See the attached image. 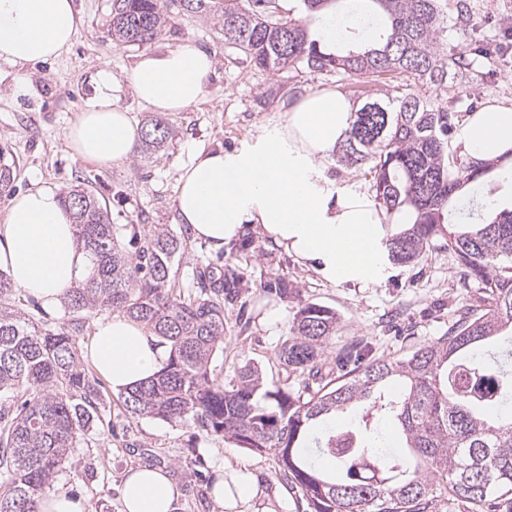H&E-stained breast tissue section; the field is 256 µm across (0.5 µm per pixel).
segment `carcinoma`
Wrapping results in <instances>:
<instances>
[{
    "label": "carcinoma",
    "mask_w": 512,
    "mask_h": 512,
    "mask_svg": "<svg viewBox=\"0 0 512 512\" xmlns=\"http://www.w3.org/2000/svg\"><path fill=\"white\" fill-rule=\"evenodd\" d=\"M176 0H112V41L141 45L164 26ZM359 14L381 19L376 46L331 50L289 17L280 0H224V44L269 72L333 73L362 83L397 73L431 86L470 68L448 41V0H357ZM455 113L408 84L366 96L337 147V162L369 166L379 203L413 222L383 241L390 262L415 263L429 249L453 254L464 278L481 284L478 302L454 310L448 335L392 360L362 363L349 348L336 377L323 381L322 357L338 327L336 311L300 305L277 357L303 391L268 386L239 368L216 382L224 352V290L202 278L183 288L170 278L180 239L166 230L112 224L91 191L64 198L92 274L69 291L71 317L57 329L35 324L16 305L0 273V512H36L79 437L93 422L99 391L79 361L75 337L86 313L112 310L137 321L167 348L161 372L123 393L132 417L183 422L222 434L277 461L307 512H499L512 497V417L491 411L512 402V368L499 359L512 330V210L487 221L451 222L448 202L498 160L450 151ZM157 118L143 130L147 151L164 146ZM137 245L126 250L122 234ZM497 382L491 398L478 382Z\"/></svg>",
    "instance_id": "1"
}]
</instances>
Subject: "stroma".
<instances>
[{
	"instance_id": "35a3bbf8",
	"label": "stroma",
	"mask_w": 512,
	"mask_h": 512,
	"mask_svg": "<svg viewBox=\"0 0 512 512\" xmlns=\"http://www.w3.org/2000/svg\"><path fill=\"white\" fill-rule=\"evenodd\" d=\"M465 2L472 37L450 47L472 60V68L449 85L421 89L460 117L496 101H512V41L504 37L512 27V0ZM75 6L83 27L60 59L25 68L0 62V165L13 169L10 186L0 191V220L10 198L30 187H50L63 196L79 187L91 189L106 202L112 223L161 224L180 239L173 281L184 285L199 275L219 284L241 279L239 292L224 299V354L215 362L220 383L249 364L261 370L267 384L298 389V380L288 378L277 352L291 334L298 306L305 303L333 308L340 316L324 356V369L332 373L337 356L352 346L372 359H396L436 341L447 334L454 309L480 297L476 282L462 279L444 250H427L414 264L388 265L380 283L362 288L325 280L252 226L219 250L194 239L177 221L174 197L180 170L197 151L230 150L250 141L262 123L284 111L289 88L304 94L329 87L353 101L359 83L340 82L325 73L259 70L225 47L213 16L178 6L162 34L140 46H118L109 33L111 0H75ZM187 42L213 54L215 73L201 103L167 115L173 136L160 151H137L126 163L112 165L86 160L70 149L64 132L91 96L100 65L109 64L122 80L140 54ZM21 78L29 79L32 90L17 99L11 91ZM488 193L498 207L512 206V171L498 169L457 192L449 207L458 222H466L473 202ZM280 280L291 289L288 297L273 289ZM99 389L97 418L55 475L51 491L84 499L88 512H120L126 471L150 465L167 469L181 485L175 512H220L211 487L217 466L227 460L246 465L264 494H282L276 512H306L301 493L278 478L273 456L191 425L132 417L107 382H100Z\"/></svg>"
}]
</instances>
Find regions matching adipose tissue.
Returning a JSON list of instances; mask_svg holds the SVG:
<instances>
[{
	"label": "adipose tissue",
	"instance_id": "ef3b65f1",
	"mask_svg": "<svg viewBox=\"0 0 512 512\" xmlns=\"http://www.w3.org/2000/svg\"><path fill=\"white\" fill-rule=\"evenodd\" d=\"M81 26L74 0H0V61L23 67L56 59ZM213 71L212 56L187 43L141 55L127 83L148 110L168 114L198 104ZM122 85L102 65L92 97L67 127L68 143L84 159L113 165L133 155L141 132L118 104ZM353 110L342 93L323 88L290 102L244 147L198 151L178 177L179 223L216 249L249 224L331 282H380L385 267L371 248L383 235V212L326 175ZM457 144L483 159L512 152V104L465 115ZM88 266L71 212L54 189L37 186L10 199L0 221V271L16 287L58 311ZM85 355L116 391L154 377L167 359L140 324L122 316L96 322ZM180 495L165 469L143 465L123 481L122 512H174ZM212 497L223 512H273L260 503L244 468L222 470Z\"/></svg>",
	"mask_w": 512,
	"mask_h": 512
}]
</instances>
